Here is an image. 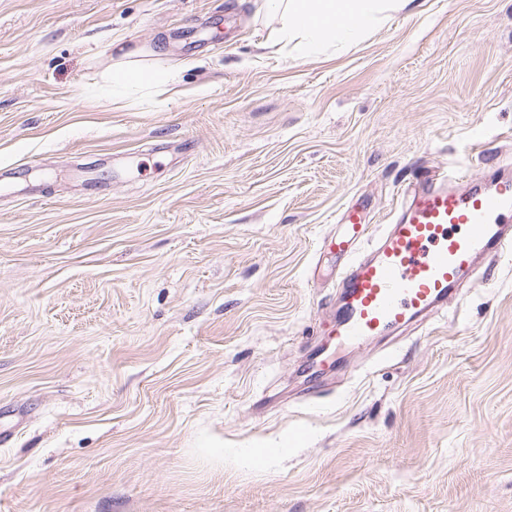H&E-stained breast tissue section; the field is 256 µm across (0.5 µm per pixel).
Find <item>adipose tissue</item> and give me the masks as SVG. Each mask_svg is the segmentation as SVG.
Instances as JSON below:
<instances>
[{
    "mask_svg": "<svg viewBox=\"0 0 512 512\" xmlns=\"http://www.w3.org/2000/svg\"><path fill=\"white\" fill-rule=\"evenodd\" d=\"M284 17L281 38L303 56L319 54L327 43H344L383 20L387 0H267Z\"/></svg>",
    "mask_w": 512,
    "mask_h": 512,
    "instance_id": "ef3b65f1",
    "label": "adipose tissue"
}]
</instances>
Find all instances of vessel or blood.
<instances>
[{
	"instance_id": "b4317fda",
	"label": "vessel or blood",
	"mask_w": 512,
	"mask_h": 512,
	"mask_svg": "<svg viewBox=\"0 0 512 512\" xmlns=\"http://www.w3.org/2000/svg\"><path fill=\"white\" fill-rule=\"evenodd\" d=\"M325 244L344 264L341 306L327 334L335 347L361 346L414 319L446 310L481 256L512 250V174L480 178L427 169L402 191L394 222L366 255L359 209Z\"/></svg>"
}]
</instances>
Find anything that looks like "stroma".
I'll return each instance as SVG.
<instances>
[{
    "mask_svg": "<svg viewBox=\"0 0 512 512\" xmlns=\"http://www.w3.org/2000/svg\"><path fill=\"white\" fill-rule=\"evenodd\" d=\"M266 0H0V512H512V251L308 366L324 247L512 167V0L322 54ZM173 82L112 97L127 62Z\"/></svg>",
    "mask_w": 512,
    "mask_h": 512,
    "instance_id": "1",
    "label": "stroma"
}]
</instances>
